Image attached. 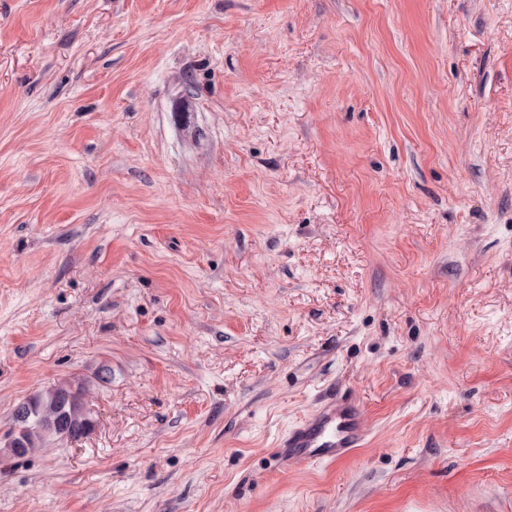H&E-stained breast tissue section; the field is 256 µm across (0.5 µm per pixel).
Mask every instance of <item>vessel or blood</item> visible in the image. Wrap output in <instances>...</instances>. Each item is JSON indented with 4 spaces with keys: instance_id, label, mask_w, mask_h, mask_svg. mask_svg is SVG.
I'll use <instances>...</instances> for the list:
<instances>
[{
    "instance_id": "1",
    "label": "vessel or blood",
    "mask_w": 512,
    "mask_h": 512,
    "mask_svg": "<svg viewBox=\"0 0 512 512\" xmlns=\"http://www.w3.org/2000/svg\"><path fill=\"white\" fill-rule=\"evenodd\" d=\"M364 438L357 407L344 400L316 406L281 445L290 461L309 467L336 461L359 447Z\"/></svg>"
}]
</instances>
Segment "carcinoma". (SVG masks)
<instances>
[{
    "label": "carcinoma",
    "mask_w": 512,
    "mask_h": 512,
    "mask_svg": "<svg viewBox=\"0 0 512 512\" xmlns=\"http://www.w3.org/2000/svg\"><path fill=\"white\" fill-rule=\"evenodd\" d=\"M31 402L35 406L33 417L25 423L15 420L12 426V429L24 432L27 447L18 453L11 448L8 449L12 456L24 457L31 453L44 440V430L52 420L59 419L63 422L64 433L69 439H77L85 435L87 409L82 384L59 386L35 396Z\"/></svg>",
    "instance_id": "obj_1"
}]
</instances>
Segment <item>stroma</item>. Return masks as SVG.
<instances>
[{
  "instance_id": "35a3bbf8",
  "label": "stroma",
  "mask_w": 512,
  "mask_h": 512,
  "mask_svg": "<svg viewBox=\"0 0 512 512\" xmlns=\"http://www.w3.org/2000/svg\"><path fill=\"white\" fill-rule=\"evenodd\" d=\"M0 512H512V0H0ZM30 400L36 409L33 417L25 423L18 422L13 417V426L9 431V435L13 434L16 429L23 431L27 447H23L25 443L23 437H12L13 447L23 449L17 453L13 448H6L10 455L24 457L31 453L44 440V430L52 420L60 419L63 422L67 439H77L85 435L87 409L82 384L59 386ZM365 435L357 407L349 400L316 406L280 442L288 460L309 467L330 463L358 448Z\"/></svg>"
}]
</instances>
